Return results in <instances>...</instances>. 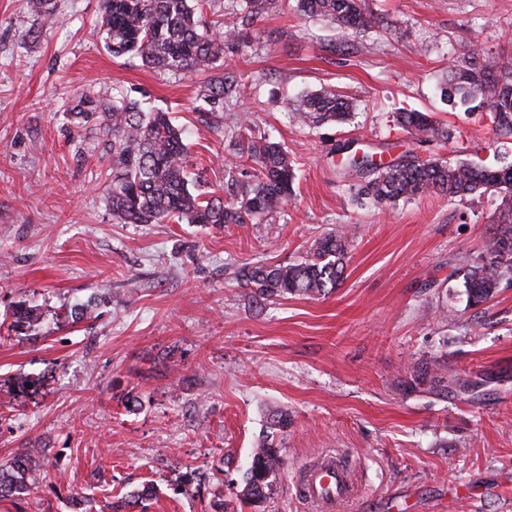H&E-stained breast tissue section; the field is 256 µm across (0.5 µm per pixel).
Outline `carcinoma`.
Here are the masks:
<instances>
[{
    "label": "carcinoma",
    "instance_id": "cac0c4a2",
    "mask_svg": "<svg viewBox=\"0 0 512 512\" xmlns=\"http://www.w3.org/2000/svg\"><path fill=\"white\" fill-rule=\"evenodd\" d=\"M215 0H103L104 45L116 58L138 60L141 66L163 74L204 73L207 80L199 94L206 115L224 121V134L238 143L237 155L247 163L225 165L224 186L219 191L195 192L184 130L171 113L143 102L112 98L105 106L110 136L112 180L108 201L112 216L123 224H165L173 219L186 224H261L288 205L295 179L294 161L288 151L269 137L256 134L236 118L234 105L242 94L240 74L223 67L224 47L243 41L248 27L262 15L282 8L283 0H231L215 9ZM296 11L327 22L342 40L377 27L378 15L366 0H293ZM215 19L207 21L204 11ZM440 99L450 106L468 105V110L489 118L488 146L512 136V41L491 62L483 47L465 45L464 52L448 61L446 77L438 87ZM102 102L80 98L75 118L89 123ZM355 105L334 90L307 93L289 103L293 120L304 128L344 124L353 117ZM393 126L413 136L419 145L444 135L433 117L404 108L393 115ZM341 166L368 172L370 178L355 193L358 202L378 207L426 194L450 199L505 192L512 200V162L488 166L473 160L450 161L429 158L416 161L408 150L392 165L372 166L373 155L354 144H345ZM496 234L486 252L463 261V287L469 307L478 308L505 284H512V203L499 209L493 219ZM350 236L340 229L316 238L307 256L298 263H245L237 279L263 298L301 295L318 298L335 289L348 260ZM56 313L25 303L14 312L17 333ZM429 384L448 392V380L436 363L420 361L402 381L406 391ZM288 414L270 418L268 432L253 449L244 473L242 497L260 503L283 466L275 435L288 429ZM29 462L17 458L12 469H0V500L23 510L24 497L34 491L27 482Z\"/></svg>",
    "mask_w": 512,
    "mask_h": 512
}]
</instances>
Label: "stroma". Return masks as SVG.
<instances>
[{
  "label": "stroma",
  "instance_id": "obj_1",
  "mask_svg": "<svg viewBox=\"0 0 512 512\" xmlns=\"http://www.w3.org/2000/svg\"><path fill=\"white\" fill-rule=\"evenodd\" d=\"M379 27L329 51L332 30L292 10L264 15L249 45L224 50L242 77L239 112L296 163L292 200L263 224H120L98 122L78 126L80 96H149L186 131L202 189L235 155L197 109L204 74L168 76L115 58L102 0H56L29 36L32 0H0V466L31 458L25 512H104L150 487L149 512H307L295 475L345 452L365 512H512V287L467 306L461 260L485 251L498 196L429 195L359 206L339 181V146L393 158L412 148L391 112L433 113L451 143L430 151L487 165L478 116L441 102L437 84L460 45L497 52L512 0H368ZM333 87L348 123L302 129L290 100ZM350 227L338 287L319 298L262 299L235 271L294 263L324 232ZM57 312L19 334L18 303ZM91 304L75 323L66 312ZM453 310L444 320L438 306ZM436 361L447 394L401 382ZM283 468L265 500H242L243 472L271 415Z\"/></svg>",
  "mask_w": 512,
  "mask_h": 512
}]
</instances>
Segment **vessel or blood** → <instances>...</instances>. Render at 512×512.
<instances>
[{
  "label": "vessel or blood",
  "mask_w": 512,
  "mask_h": 512,
  "mask_svg": "<svg viewBox=\"0 0 512 512\" xmlns=\"http://www.w3.org/2000/svg\"><path fill=\"white\" fill-rule=\"evenodd\" d=\"M296 489L310 512H341L343 506H356L361 500L350 465L333 453L322 454L313 466L300 471Z\"/></svg>",
  "instance_id": "obj_1"
}]
</instances>
